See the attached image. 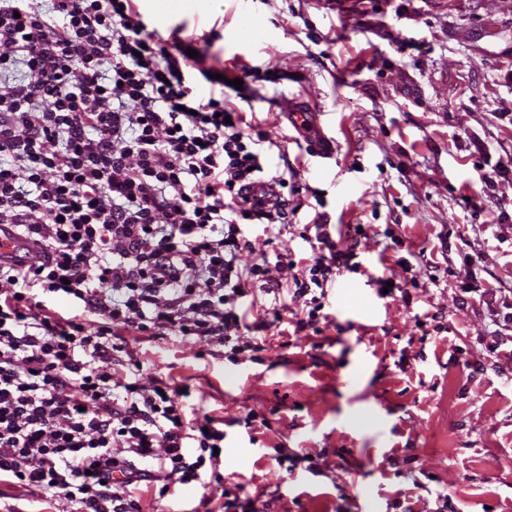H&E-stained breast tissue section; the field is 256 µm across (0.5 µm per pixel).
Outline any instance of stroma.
<instances>
[{
    "instance_id": "1",
    "label": "stroma",
    "mask_w": 512,
    "mask_h": 512,
    "mask_svg": "<svg viewBox=\"0 0 512 512\" xmlns=\"http://www.w3.org/2000/svg\"><path fill=\"white\" fill-rule=\"evenodd\" d=\"M169 2L136 7L205 52L225 107L298 188L277 238L251 231L256 252L313 259L320 220L363 233L317 329L297 330L290 290H257L235 357L131 340L224 429L223 486L151 489L144 512H512V0ZM298 110L334 143L327 167Z\"/></svg>"
}]
</instances>
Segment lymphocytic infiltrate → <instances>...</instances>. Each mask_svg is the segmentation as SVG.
<instances>
[{
	"instance_id": "obj_1",
	"label": "lymphocytic infiltrate",
	"mask_w": 512,
	"mask_h": 512,
	"mask_svg": "<svg viewBox=\"0 0 512 512\" xmlns=\"http://www.w3.org/2000/svg\"><path fill=\"white\" fill-rule=\"evenodd\" d=\"M20 66L27 82L11 79ZM209 73L148 32L134 0H0V224L44 252L0 267V487L61 512H143L137 483L223 484L215 418H187L182 388L144 378L112 340L242 349L241 301L269 271L245 225L287 224L288 180L223 100L195 95ZM315 239L292 278L310 299L301 330L325 307L313 289L355 268L328 225ZM116 353L121 379L104 366Z\"/></svg>"
}]
</instances>
